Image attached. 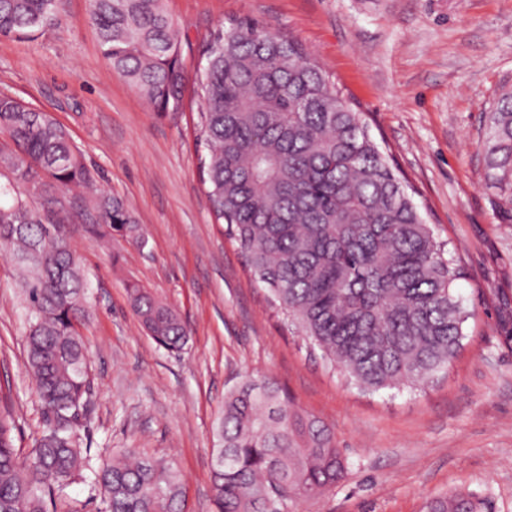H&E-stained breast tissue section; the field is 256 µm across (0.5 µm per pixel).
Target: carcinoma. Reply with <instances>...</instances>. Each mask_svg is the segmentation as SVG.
Here are the masks:
<instances>
[{
	"instance_id": "1",
	"label": "carcinoma",
	"mask_w": 512,
	"mask_h": 512,
	"mask_svg": "<svg viewBox=\"0 0 512 512\" xmlns=\"http://www.w3.org/2000/svg\"><path fill=\"white\" fill-rule=\"evenodd\" d=\"M65 0H0V35L52 26ZM99 45L113 71L162 115L179 109L188 83L203 99L196 144L207 196L245 265L288 323L327 365L367 392L418 386L448 370L462 350L470 313L454 291L465 275L447 258L405 181L330 75L294 37L251 21L220 25L189 78L181 32L164 0H91ZM0 246L23 269L26 363L45 424L22 464L12 413L0 406V512H48L55 494L93 474L107 512H185L175 466L126 448L91 466L81 429L92 391L85 283L65 234V194L91 182L82 154L51 118L0 96ZM484 179L501 224H512V85L486 112ZM37 196L35 208L27 195ZM105 234L145 238L125 203L94 202ZM133 309L146 333L174 351L188 332L177 314L137 284ZM216 512H272L339 481L345 462L327 425L299 408L271 378L227 391L215 423ZM428 512H481L462 492Z\"/></svg>"
}]
</instances>
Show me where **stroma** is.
I'll use <instances>...</instances> for the list:
<instances>
[{"mask_svg": "<svg viewBox=\"0 0 512 512\" xmlns=\"http://www.w3.org/2000/svg\"><path fill=\"white\" fill-rule=\"evenodd\" d=\"M195 71L222 23L252 20L299 40L365 112L416 190L448 256L467 276L455 291L470 317L459 359L417 388L360 391L296 336L210 210L193 128L200 103L154 112L104 57L90 0H66L55 25L0 36V94L50 115L85 158L97 192L123 199L146 243L100 245L85 212L65 233L87 284L80 332L93 394L85 436L96 458L135 448L173 462L187 512H213L214 426L225 392L249 375L274 379L331 430L343 478L292 512H426L461 491L512 512V224L499 223L482 166L484 114L512 83V0H164ZM173 309L189 336L157 345L130 284ZM21 277L0 249V392L27 459L44 410L26 368ZM80 479L54 512H105Z\"/></svg>", "mask_w": 512, "mask_h": 512, "instance_id": "obj_1", "label": "stroma"}]
</instances>
